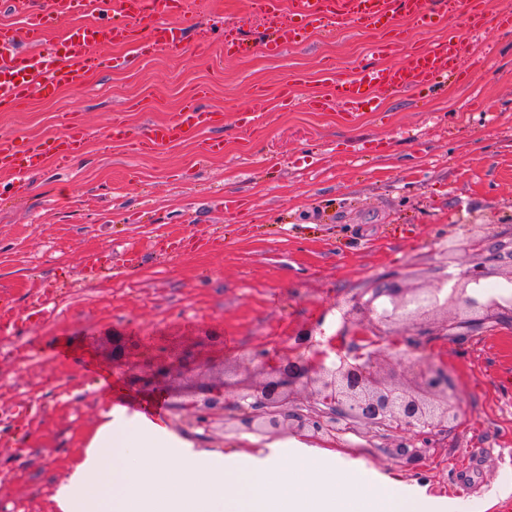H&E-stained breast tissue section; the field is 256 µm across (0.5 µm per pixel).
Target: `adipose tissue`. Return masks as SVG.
Here are the masks:
<instances>
[{
  "instance_id": "1",
  "label": "adipose tissue",
  "mask_w": 512,
  "mask_h": 512,
  "mask_svg": "<svg viewBox=\"0 0 512 512\" xmlns=\"http://www.w3.org/2000/svg\"><path fill=\"white\" fill-rule=\"evenodd\" d=\"M86 456L58 481L59 512H440L419 484L297 438L199 449L146 415L106 406Z\"/></svg>"
}]
</instances>
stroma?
<instances>
[{
    "label": "stroma",
    "instance_id": "1",
    "mask_svg": "<svg viewBox=\"0 0 512 512\" xmlns=\"http://www.w3.org/2000/svg\"><path fill=\"white\" fill-rule=\"evenodd\" d=\"M245 23L261 24L246 0H209L185 21L182 51L0 112L4 135L57 132L70 110L86 129L78 158L48 161L24 197L0 201V311L15 318L0 331V479L12 500L53 493L111 402L135 414L158 397L165 423L203 446L261 447L263 436L230 425L187 426L177 403L255 387L263 376L249 355L265 351L276 367L306 328L307 357L333 336L350 349L342 314L375 282L429 286L476 262L455 247L467 233H512V30L474 32L454 21L418 33L423 43L462 40L464 79L428 98L382 92L379 111L350 114L304 100L323 92L325 62L347 76L374 59L368 34L335 22L277 57L255 47L225 56L216 28ZM291 74L302 81L297 104L285 107L278 93ZM202 86L222 123L153 152L106 142L113 114L141 131L173 118ZM260 89L267 109L255 118L248 108ZM211 139L223 141V153L204 154ZM206 235L213 247L194 249ZM52 298L61 306L47 322L38 310ZM116 339L132 368L113 366ZM379 349L385 374L404 382L418 367H444L458 425L416 458L397 451L410 436L360 426L334 447L426 486L447 499V512H512V497H498L512 487V326L460 339L435 328L402 357L388 342ZM161 351L203 369L174 373L161 395L141 390L138 377ZM464 468L471 485L462 497L455 478Z\"/></svg>",
    "mask_w": 512,
    "mask_h": 512
}]
</instances>
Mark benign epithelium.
I'll use <instances>...</instances> for the list:
<instances>
[{"instance_id": "7a95c632", "label": "benign epithelium", "mask_w": 512, "mask_h": 512, "mask_svg": "<svg viewBox=\"0 0 512 512\" xmlns=\"http://www.w3.org/2000/svg\"><path fill=\"white\" fill-rule=\"evenodd\" d=\"M456 248L474 253L480 261L445 273L426 288L408 286L395 277L377 282L361 305L374 320L360 335L389 336L398 349L415 343L399 326L411 324L416 336H427L438 314L443 315L439 327L450 336L472 335L487 323H512V237L470 233ZM493 276L503 279L508 293L482 288ZM375 360L374 352L333 359L323 350L312 364L300 356H285L275 376L256 388L232 399L218 392L201 402L182 403L180 409L191 426L205 431L218 416L237 422V430L247 433L277 435L290 430L315 438L345 434L356 423L409 435L424 448L456 427L459 411L451 400L447 372L432 366L421 368L418 384L411 386L375 369ZM176 363L185 370L193 368L188 356L175 363L163 357L140 381L146 387H158L171 378ZM298 383L313 388L311 405L305 408L294 403L291 388Z\"/></svg>"}]
</instances>
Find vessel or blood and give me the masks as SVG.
<instances>
[{
    "instance_id": "obj_1",
    "label": "vessel or blood",
    "mask_w": 512,
    "mask_h": 512,
    "mask_svg": "<svg viewBox=\"0 0 512 512\" xmlns=\"http://www.w3.org/2000/svg\"><path fill=\"white\" fill-rule=\"evenodd\" d=\"M23 17L20 27L0 25V109L16 110L36 94L54 96L61 88L115 63L113 46L130 49L140 58L157 50L183 45L180 20L204 7L205 0H5ZM250 12L266 19L262 50L277 56L301 44L307 30L343 18L377 32L372 53L382 56L395 46L407 43L411 50L405 64L398 67L363 68L340 79L335 65H326L322 82L330 97L314 96L310 103L323 108L340 104L343 111L355 112L369 105L373 93L416 92L432 89L446 77L457 76L464 51L461 42L448 38L429 45L411 43L409 30L397 26L395 14L411 19L413 27L428 29L441 16L461 19L470 30L488 23L512 29V13L488 16L484 0H252ZM72 19V26L58 31L59 19ZM412 27V28H413ZM204 91H197L181 112L170 121L148 126L145 134L113 116L110 139L124 142L132 150H157L187 139L200 129L215 125L222 115L204 103ZM85 131L76 113L64 117L60 133L39 140L0 136V172L10 177V191H28L27 176L48 160L69 163L85 146Z\"/></svg>"
}]
</instances>
